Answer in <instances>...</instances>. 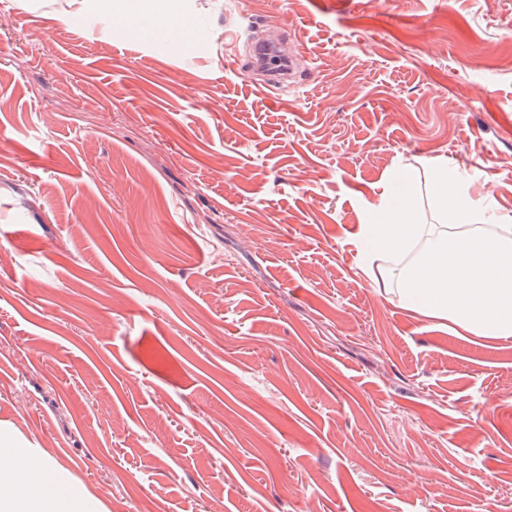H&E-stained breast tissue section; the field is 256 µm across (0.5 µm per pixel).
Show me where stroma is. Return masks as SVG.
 Wrapping results in <instances>:
<instances>
[{"mask_svg":"<svg viewBox=\"0 0 512 512\" xmlns=\"http://www.w3.org/2000/svg\"><path fill=\"white\" fill-rule=\"evenodd\" d=\"M233 59L0 0V451L98 512H512V335L366 276L449 161L512 216V0H189Z\"/></svg>","mask_w":512,"mask_h":512,"instance_id":"1","label":"stroma"}]
</instances>
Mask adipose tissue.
Instances as JSON below:
<instances>
[{"mask_svg":"<svg viewBox=\"0 0 512 512\" xmlns=\"http://www.w3.org/2000/svg\"><path fill=\"white\" fill-rule=\"evenodd\" d=\"M77 11L101 23L107 36H160L193 29L183 13L159 0H72ZM93 502L61 483L55 469L41 458L16 450L0 459V512H94Z\"/></svg>","mask_w":512,"mask_h":512,"instance_id":"obj_1","label":"adipose tissue"}]
</instances>
